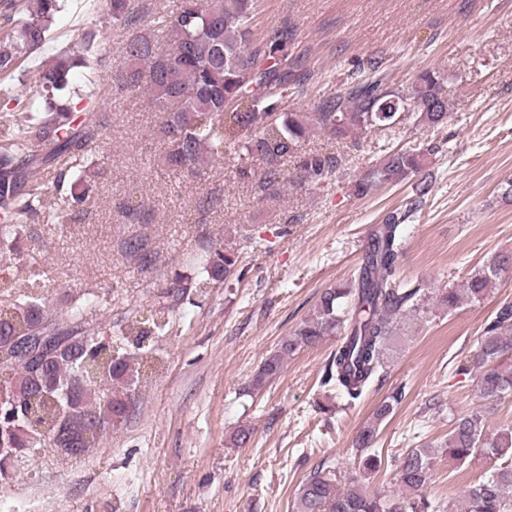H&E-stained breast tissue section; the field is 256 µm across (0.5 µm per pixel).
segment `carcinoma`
<instances>
[{
    "label": "carcinoma",
    "instance_id": "obj_1",
    "mask_svg": "<svg viewBox=\"0 0 512 512\" xmlns=\"http://www.w3.org/2000/svg\"><path fill=\"white\" fill-rule=\"evenodd\" d=\"M179 11L149 19L141 0H110L112 20L127 30L121 47V69L112 74V93L140 91L161 114L159 135L164 143L160 162L176 176L200 177L213 161L229 153L237 156L236 177L250 179L253 160L262 164L261 192L272 198L286 187L284 163L297 160L300 183L318 184L336 173L338 158L302 152L311 130L317 128L342 142L358 146L357 136L368 130L393 129L403 119L388 112V96H381L388 73L384 58L369 55L357 64L360 77L334 96L322 99L315 112L284 108L288 86L299 85L305 71L288 58L284 34L275 33L263 44L252 42L256 0H181ZM60 0H0V75L8 79L20 64L38 54ZM166 30L169 47L162 48L156 31ZM91 41L82 50L70 46L43 61L39 81L26 99L3 89L4 104L15 102L23 119H6L5 143L0 146V244L11 247L33 224H61L82 214L92 191L88 154L102 136L103 115L96 112L98 92L81 93L69 85L73 69L87 67ZM452 78L433 70L401 89L427 127L444 124L456 99ZM433 149H401L388 154L353 185V194L366 196L383 184L405 181L423 171ZM56 172L46 184L35 173ZM415 203L389 213L369 234V245L354 280L326 289L310 317L284 337L250 380L253 391L264 389L280 376L291 356L327 336H338L321 386L336 393L345 406L354 407L365 392L386 375L387 351L398 333L399 320L421 311V285L398 279L397 263L407 221ZM196 277L179 274L164 295L181 298L188 290L204 292L232 277L245 275L237 253L214 243L191 258ZM512 269V253H496L470 274L464 287L444 289L440 304L450 310L465 301L479 302ZM46 279L37 273L6 302H0V396L24 402L37 417L39 428L23 426L11 443L19 448L6 461L0 454V478L11 467L41 448H56L79 457L110 425L129 412L134 387L140 381V362L125 353L123 344L137 335L165 336L171 307L163 304L149 317L132 321L115 339L94 336L87 315L96 308L93 296L74 302L55 315L44 294ZM51 320L60 346L28 362L17 361L5 348L13 336L36 333ZM474 364L484 399L497 401L512 395V301H504L487 320L478 341ZM402 398L397 389L374 409L358 432L354 447L363 469L373 472L382 458L374 448L380 425ZM443 453L459 465L478 456L491 468L464 495L460 512H512V427L489 437L485 414L473 410L454 422ZM435 457L428 448L404 455L400 485L409 497L372 493L355 480L343 486L335 468L320 462L299 486L291 512H440L425 494Z\"/></svg>",
    "mask_w": 512,
    "mask_h": 512
}]
</instances>
